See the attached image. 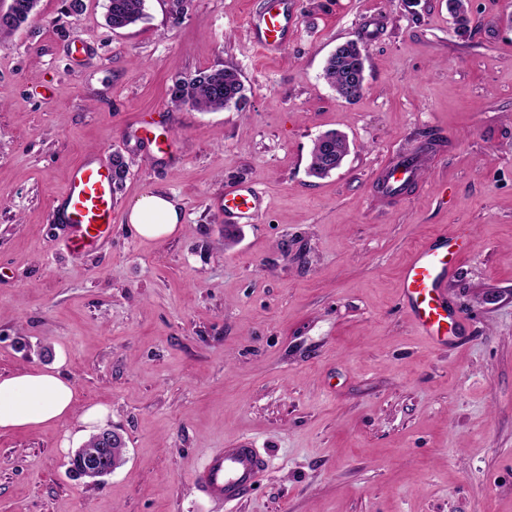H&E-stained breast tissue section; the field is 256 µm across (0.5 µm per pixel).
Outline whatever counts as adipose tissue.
<instances>
[{
    "label": "adipose tissue",
    "instance_id": "1",
    "mask_svg": "<svg viewBox=\"0 0 512 512\" xmlns=\"http://www.w3.org/2000/svg\"><path fill=\"white\" fill-rule=\"evenodd\" d=\"M128 220L143 238L162 240L180 228L181 202L162 191L138 197ZM74 388L54 370H27L0 377V428L32 429L72 415Z\"/></svg>",
    "mask_w": 512,
    "mask_h": 512
}]
</instances>
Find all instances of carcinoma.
Segmentation results:
<instances>
[{
    "label": "carcinoma",
    "instance_id": "carcinoma-1",
    "mask_svg": "<svg viewBox=\"0 0 512 512\" xmlns=\"http://www.w3.org/2000/svg\"><path fill=\"white\" fill-rule=\"evenodd\" d=\"M38 0H10L7 13L0 16V44L36 13ZM145 0H107L105 20L114 30L136 24L144 16ZM448 11L454 19L456 32L470 31L468 0H448ZM324 77L339 97L356 99L362 94L365 80V56L358 42L347 41L326 59ZM171 101L206 111L230 107L241 112L247 100L245 87L234 68L199 71L175 80L170 87ZM345 147V136L327 131L317 136L311 150L310 173L325 177L336 170V149ZM127 175V164L119 155L112 156L113 190H118Z\"/></svg>",
    "mask_w": 512,
    "mask_h": 512
}]
</instances>
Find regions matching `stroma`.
Returning <instances> with one entry per match:
<instances>
[{
    "label": "stroma",
    "mask_w": 512,
    "mask_h": 512,
    "mask_svg": "<svg viewBox=\"0 0 512 512\" xmlns=\"http://www.w3.org/2000/svg\"><path fill=\"white\" fill-rule=\"evenodd\" d=\"M265 0H146L123 30L106 0H62L0 47V377L58 367L79 409H107L124 463L99 485L68 471L77 414L0 430V512H512V0H293L285 46L247 19ZM87 51L71 55L75 39ZM348 40L361 96L323 77ZM236 69L244 111L171 102L176 79ZM164 141L142 150L143 121ZM350 153L309 175L322 132ZM129 172L106 241L73 256L51 217L89 152ZM422 174L387 196L390 163ZM265 211L224 246L226 186ZM149 190L182 203L154 241L127 224ZM446 232L474 247L443 288L463 330L421 336L400 296L412 250ZM272 461L227 506L193 482L222 447Z\"/></svg>",
    "instance_id": "35a3bbf8"
}]
</instances>
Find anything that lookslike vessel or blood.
Returning <instances> with one entry per match:
<instances>
[{
	"label": "vessel or blood",
	"mask_w": 512,
	"mask_h": 512,
	"mask_svg": "<svg viewBox=\"0 0 512 512\" xmlns=\"http://www.w3.org/2000/svg\"><path fill=\"white\" fill-rule=\"evenodd\" d=\"M289 0H266L258 13L248 18L255 43L261 49L279 50L288 40L292 26ZM417 176L414 159L404 157L385 173L384 194L403 190ZM112 168L95 156L76 165L68 184L52 208L65 227V242L75 255L104 241L114 211ZM224 215L237 224H252L263 213V196L252 186L228 187L222 201ZM471 242L439 234L417 246L405 263L400 278L402 301L419 333L437 345L448 342V305L442 284L449 278L459 258ZM269 466L259 449L225 447L214 452L194 474L196 487L208 497L231 505L253 490Z\"/></svg>",
	"instance_id": "vessel-or-blood-1"
}]
</instances>
